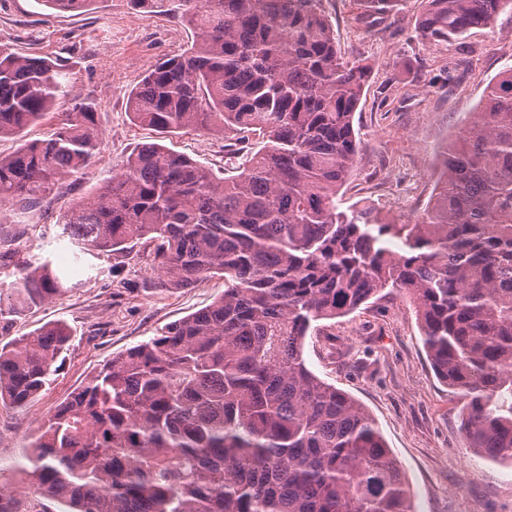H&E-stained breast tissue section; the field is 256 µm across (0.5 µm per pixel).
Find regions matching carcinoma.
Returning <instances> with one entry per match:
<instances>
[{"label": "carcinoma", "mask_w": 512, "mask_h": 512, "mask_svg": "<svg viewBox=\"0 0 512 512\" xmlns=\"http://www.w3.org/2000/svg\"><path fill=\"white\" fill-rule=\"evenodd\" d=\"M196 40L152 65L128 110L168 136H262L224 176L159 143L134 150L58 223L78 251L148 250L160 288L219 275L214 303L115 355L47 417L30 446L34 494L0 512H412L402 469L369 411L306 364L319 320L387 288L411 294L439 380L466 399L473 451L512 467V71L442 152L407 224L336 196L359 153L353 119L371 65L348 61L322 0H178ZM382 21L399 0H358ZM435 44L492 25L512 0H423ZM63 65L0 47V211L43 202L100 156L96 105L74 101L24 139L63 92ZM0 252V262L12 261ZM14 262V261H12ZM0 331L67 292L50 258L14 262ZM71 338L46 324L0 345V404L50 384Z\"/></svg>", "instance_id": "cac0c4a2"}]
</instances>
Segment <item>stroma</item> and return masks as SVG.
I'll return each instance as SVG.
<instances>
[{
    "mask_svg": "<svg viewBox=\"0 0 512 512\" xmlns=\"http://www.w3.org/2000/svg\"><path fill=\"white\" fill-rule=\"evenodd\" d=\"M342 54L372 66L354 116L360 152L336 203L374 206L398 223L416 219L440 175V155L489 85L512 70V10L460 40L424 42L417 22L423 0H402L395 16L366 26L357 0H323ZM193 41L174 0L153 10L129 0H90L77 12H58L43 0H0V45L24 55L60 58L66 92L97 105L102 153L82 182L55 190L50 206L0 212V248L23 257H49L68 272L66 294L16 316L0 342L45 324L67 323L72 341L62 368L38 398L22 407L0 405V485L25 495L27 454L43 420L112 356L160 334L209 306L222 278L184 288L156 287L145 254L134 247L73 263L57 220L73 199L104 182L114 165L156 132L132 120L127 97L139 75ZM167 148L213 170L232 174L240 158L220 131L187 130ZM308 367L362 403L375 418L408 484L415 512H512V467L473 453L461 429L463 398L436 377L422 344L414 305L394 292L349 315L319 321L304 345Z\"/></svg>",
    "mask_w": 512,
    "mask_h": 512,
    "instance_id": "obj_1",
    "label": "stroma"
}]
</instances>
